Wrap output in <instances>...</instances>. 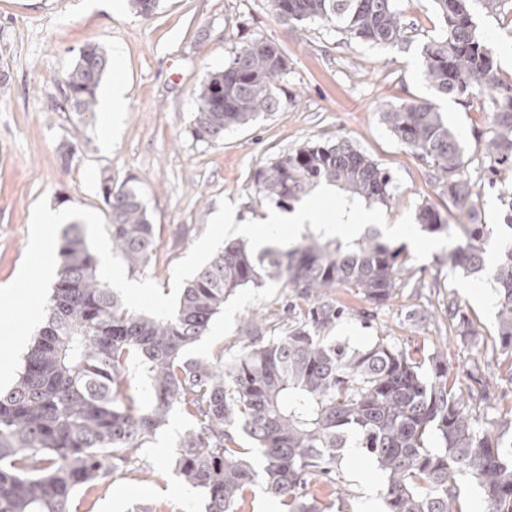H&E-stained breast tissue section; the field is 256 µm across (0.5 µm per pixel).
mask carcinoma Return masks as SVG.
I'll list each match as a JSON object with an SVG mask.
<instances>
[{
	"mask_svg": "<svg viewBox=\"0 0 512 512\" xmlns=\"http://www.w3.org/2000/svg\"><path fill=\"white\" fill-rule=\"evenodd\" d=\"M502 0H434L444 35L422 49L423 77L441 96L483 97L494 135L486 155L488 184L508 206L512 230V80L495 67V49L476 35L475 7L491 12ZM286 24L319 18L351 37L398 45L406 27L395 0H271ZM109 67L107 53L87 44L65 78L64 104L94 116L97 90ZM288 60L266 39H253L202 84L192 136L218 143L224 132L288 105L278 81ZM401 144L431 159L444 176L448 203L469 219L450 224L434 205L417 219L429 232H456L448 266L466 274L486 270L493 227L474 219L477 192L463 176L464 147L429 100L403 102L381 113ZM258 192L285 209L322 183L349 198L386 203L392 177L348 140L310 143L254 175ZM109 209L112 252L131 274L157 253L159 235L139 189L102 181ZM61 269L46 326L23 357L16 384L0 392V512H78L76 497L90 493L120 466L140 469V454L168 424L173 410L190 422L177 443L175 471L199 489L206 512H242L260 485L279 512H322L307 497L319 479L336 493L345 448H360L384 479L387 512H462L458 477L481 489L486 512H512V443L483 426L450 378L448 353L429 368L384 337L353 349L329 335L346 309L336 288H353L378 306L395 297L405 259L402 249L372 231L352 247L309 233L293 247L253 252L232 240L181 289L171 321L128 310L99 275L98 261L80 224L59 240ZM490 275L498 292L497 336L512 359V245H504ZM281 282L279 305L247 320L240 351L199 357L191 347L239 289ZM453 333L474 334L470 320L448 301ZM136 364L150 407L136 405L127 371ZM263 460L250 461L242 438Z\"/></svg>",
	"mask_w": 512,
	"mask_h": 512,
	"instance_id": "carcinoma-1",
	"label": "carcinoma"
}]
</instances>
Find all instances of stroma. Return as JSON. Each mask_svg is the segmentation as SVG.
Returning <instances> with one entry per match:
<instances>
[{
  "mask_svg": "<svg viewBox=\"0 0 512 512\" xmlns=\"http://www.w3.org/2000/svg\"><path fill=\"white\" fill-rule=\"evenodd\" d=\"M113 0H0V286L17 275L25 256L34 204L80 206L106 214L100 179L113 186L139 187L159 250L145 275L163 294L171 292L173 267L202 236L221 199L235 205V221L265 220L270 205L258 192L253 175L280 156L308 143L350 141L393 177V197L382 210L388 223L432 204L445 211L449 223L464 218L448 206L443 176L434 163L413 154L382 123L387 107L419 99L435 100L444 119L459 133L465 149L466 175L479 197L480 223L498 227L486 254L494 264L506 207L487 184L486 141L493 125L482 98L447 104L436 97L422 75L424 43L443 33L433 0H396L407 27L402 45H374L351 38L320 20L285 24L269 0H159L151 17L130 6L113 9ZM474 21L480 37L496 48L495 63L503 80L512 79V0L494 12L478 11ZM255 38L280 46L288 68L280 81L288 108L263 115L256 122L228 131L222 142L195 140L191 123L207 73L223 70L233 52ZM96 43L105 50L121 45L124 57L112 65L108 78L126 81V110L102 144V123H80L69 112L53 111L61 100L63 79L80 49ZM71 160H64L66 150ZM447 248L419 261L407 256L396 296L378 306L356 290L340 288L336 299L348 310L332 331L337 340L363 348L386 336L427 362L438 349L448 351V365L457 375L468 407L493 430L512 440V364L501 353L497 306L482 296H495L487 273L466 275L448 268ZM280 284L237 291L216 315L209 330L192 347L198 356L239 349L243 321L278 298ZM458 300L475 336H454L441 308ZM425 311L415 319L411 310ZM478 371L479 380L469 378ZM188 423L172 413L160 436L165 452L146 449L143 466L149 479L130 478L118 470L92 512H134L135 505L155 503L165 512H205L199 489L188 488L173 470L176 439ZM362 461L345 462L341 482L349 493L346 510L335 497L322 498L328 512H362L369 487L360 477Z\"/></svg>",
  "mask_w": 512,
  "mask_h": 512,
  "instance_id": "obj_1",
  "label": "stroma"
}]
</instances>
